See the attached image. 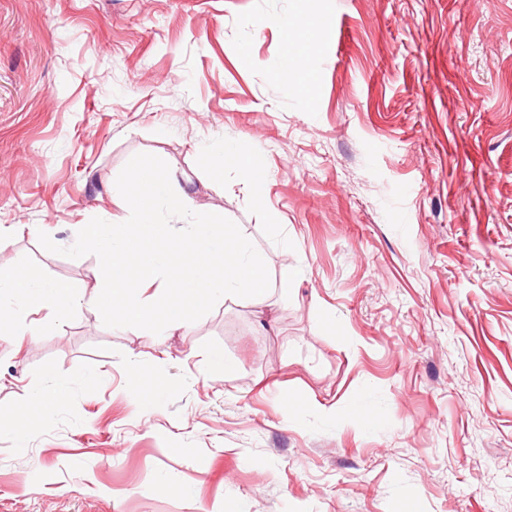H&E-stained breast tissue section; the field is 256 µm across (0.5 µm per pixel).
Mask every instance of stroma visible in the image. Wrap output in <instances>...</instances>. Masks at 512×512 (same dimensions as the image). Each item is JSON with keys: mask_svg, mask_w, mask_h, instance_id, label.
<instances>
[{"mask_svg": "<svg viewBox=\"0 0 512 512\" xmlns=\"http://www.w3.org/2000/svg\"><path fill=\"white\" fill-rule=\"evenodd\" d=\"M287 20L326 26L303 89ZM139 153L270 289L158 335H0V416L66 391L0 431V512H512V0H0V264L92 293L97 257L38 235L127 220ZM239 167L244 181L247 183L253 195L258 198L261 194V183H263V177L260 178L257 174L256 162L247 156L235 155L232 159ZM263 188V187H262ZM62 398V391L58 390L48 395L38 394L31 404L15 412L7 418H0L1 427H6L18 435L30 434L38 425L39 414L53 407Z\"/></svg>", "mask_w": 512, "mask_h": 512, "instance_id": "obj_1", "label": "stroma"}]
</instances>
